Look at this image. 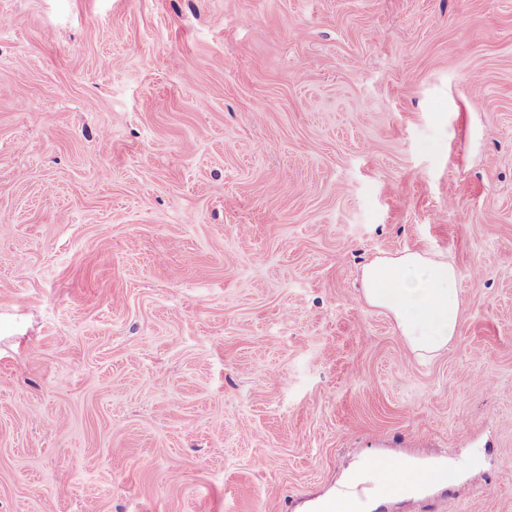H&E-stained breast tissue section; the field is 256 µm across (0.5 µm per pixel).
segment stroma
<instances>
[{"mask_svg": "<svg viewBox=\"0 0 512 512\" xmlns=\"http://www.w3.org/2000/svg\"><path fill=\"white\" fill-rule=\"evenodd\" d=\"M0 512H512V0H0ZM459 269L416 360L358 270ZM418 467L410 460L395 461H372L368 466V473L371 479L378 484L379 482L390 484L395 488L393 496L408 498L418 494L422 489L414 479L418 473ZM387 485L378 489L379 494H391L392 486Z\"/></svg>", "mask_w": 512, "mask_h": 512, "instance_id": "1", "label": "stroma"}]
</instances>
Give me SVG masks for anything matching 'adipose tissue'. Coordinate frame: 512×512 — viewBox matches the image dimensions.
<instances>
[{
    "instance_id": "ef3b65f1",
    "label": "adipose tissue",
    "mask_w": 512,
    "mask_h": 512,
    "mask_svg": "<svg viewBox=\"0 0 512 512\" xmlns=\"http://www.w3.org/2000/svg\"><path fill=\"white\" fill-rule=\"evenodd\" d=\"M459 272L445 260L419 252L378 258L361 269L362 295L394 318L410 351L419 358L446 350L461 323L456 284ZM368 472L374 482L392 485L396 496L408 498L421 490L410 460L373 461Z\"/></svg>"
}]
</instances>
